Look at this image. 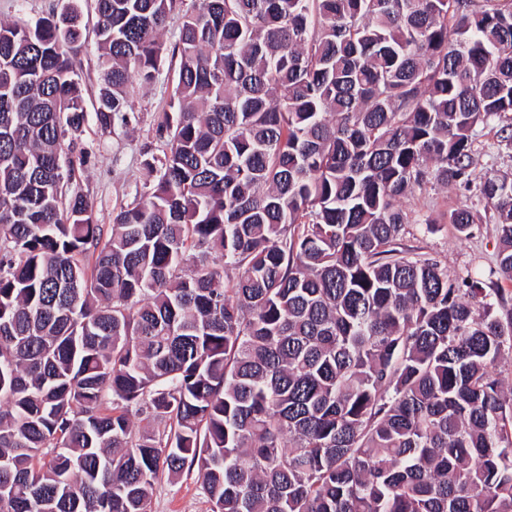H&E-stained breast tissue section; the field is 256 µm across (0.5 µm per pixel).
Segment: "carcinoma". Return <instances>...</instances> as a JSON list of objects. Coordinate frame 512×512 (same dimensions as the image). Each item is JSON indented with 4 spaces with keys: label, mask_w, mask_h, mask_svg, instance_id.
Listing matches in <instances>:
<instances>
[{
    "label": "carcinoma",
    "mask_w": 512,
    "mask_h": 512,
    "mask_svg": "<svg viewBox=\"0 0 512 512\" xmlns=\"http://www.w3.org/2000/svg\"><path fill=\"white\" fill-rule=\"evenodd\" d=\"M95 10L97 122L166 68V151L104 235L68 191L82 0L0 22V512H151L193 468L212 512H512V176L473 149L512 114V0ZM432 179L478 182L487 278L402 246Z\"/></svg>",
    "instance_id": "1"
}]
</instances>
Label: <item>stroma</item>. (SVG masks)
<instances>
[{
  "instance_id": "1",
  "label": "stroma",
  "mask_w": 512,
  "mask_h": 512,
  "mask_svg": "<svg viewBox=\"0 0 512 512\" xmlns=\"http://www.w3.org/2000/svg\"><path fill=\"white\" fill-rule=\"evenodd\" d=\"M94 0L83 2L84 37L77 60L87 110H94L100 88V67L96 47ZM172 76L161 73L148 86L136 88L129 99L126 121L104 128L88 119L81 134L87 157L77 166L74 185L92 201L98 223L111 227L112 214L139 201L143 191L142 161L145 150L162 153L163 142L156 140L155 129L172 92ZM498 123L476 130L473 149L477 173L494 176L512 173V149L505 148L497 133ZM401 205L412 217L402 242L405 247L434 258L453 280L488 272L496 264L498 235L494 219L483 217L473 225L468 237L457 234L451 224L434 223L437 215L457 206L482 210L476 187L460 184H428ZM197 471L179 479L160 478L152 493V512H211Z\"/></svg>"
}]
</instances>
